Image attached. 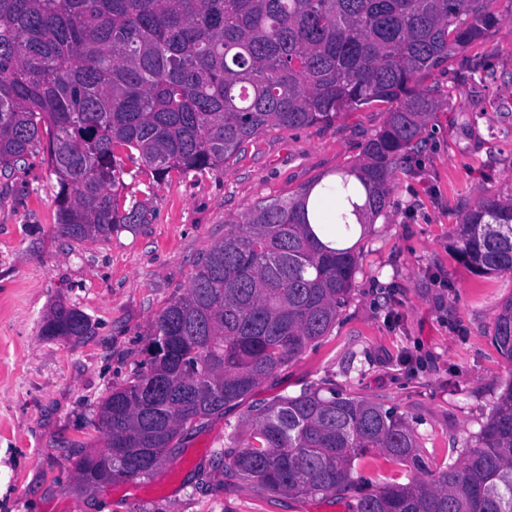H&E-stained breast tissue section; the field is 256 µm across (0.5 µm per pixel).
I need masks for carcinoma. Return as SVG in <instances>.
<instances>
[{
    "label": "carcinoma",
    "mask_w": 512,
    "mask_h": 512,
    "mask_svg": "<svg viewBox=\"0 0 512 512\" xmlns=\"http://www.w3.org/2000/svg\"><path fill=\"white\" fill-rule=\"evenodd\" d=\"M492 2L0 0V170L43 153L58 185L60 235L107 239L148 222L142 174L216 169L270 127L328 125L345 107L394 102L362 159L339 173L364 235L436 107L417 76L483 39L497 23ZM123 153L141 167L125 169ZM351 176L365 189L361 205L348 194ZM455 249L476 273H511L512 198L466 212ZM357 260L354 247L317 240L299 196L260 203L231 225L155 319L147 368L102 402L106 443L77 460L82 485L151 476L145 453L163 462L179 435L327 335ZM89 331L88 317L64 304L41 327L48 338ZM493 342L512 362V297ZM253 412L246 436H225L220 461L264 493L339 495L378 450L417 476L358 495L353 512H512V382L476 444L438 472L408 421L371 401L313 389Z\"/></svg>",
    "instance_id": "carcinoma-1"
}]
</instances>
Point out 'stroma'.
<instances>
[{
  "label": "stroma",
  "instance_id": "stroma-1",
  "mask_svg": "<svg viewBox=\"0 0 512 512\" xmlns=\"http://www.w3.org/2000/svg\"><path fill=\"white\" fill-rule=\"evenodd\" d=\"M492 8L498 21L481 42L417 78L437 106L357 244L352 289L330 333L188 435L151 478L87 488L74 465L78 452L103 447L98 409L146 360L154 319L256 204L295 197L357 163L388 106L272 127L223 167L170 173L144 197L148 223L105 240L58 233L56 179L40 158L0 175V512H352L354 492L271 496L228 481L218 464L225 432L246 428L253 405L310 388L405 417L431 470L474 445L512 380L492 342L512 273L476 274L454 251L468 209L512 197V0ZM59 303L88 316L87 336H41ZM413 476L379 451L356 472L370 490Z\"/></svg>",
  "mask_w": 512,
  "mask_h": 512
}]
</instances>
